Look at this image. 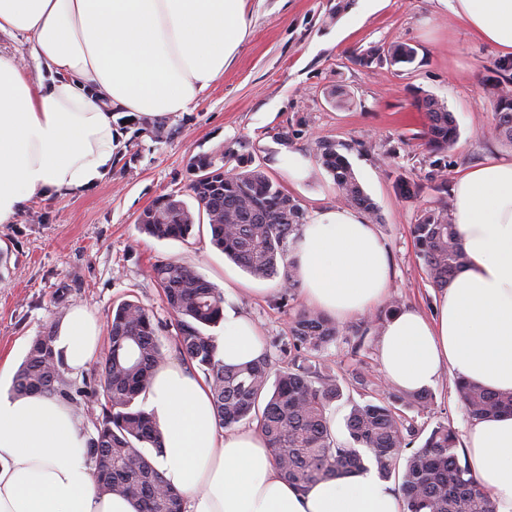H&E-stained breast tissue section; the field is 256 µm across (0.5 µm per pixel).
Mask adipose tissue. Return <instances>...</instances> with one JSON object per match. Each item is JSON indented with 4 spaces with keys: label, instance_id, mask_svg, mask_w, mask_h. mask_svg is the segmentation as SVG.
I'll return each instance as SVG.
<instances>
[{
    "label": "adipose tissue",
    "instance_id": "1",
    "mask_svg": "<svg viewBox=\"0 0 512 512\" xmlns=\"http://www.w3.org/2000/svg\"><path fill=\"white\" fill-rule=\"evenodd\" d=\"M452 10L512 54V0H453ZM249 27L246 0H0V34L24 38L33 62L28 73L0 52V224L33 198L101 180L112 165L113 111H188L223 75ZM452 196L466 262L433 316H390L380 363L407 392L446 372L509 393L512 159L468 170ZM291 257L307 303L330 318L367 313L387 294V248L355 209L314 213ZM100 332L83 305L59 325L53 345L71 376L97 356ZM217 346L228 367L263 352L254 323L230 309ZM148 401L163 435L158 467L184 494L185 512H403L401 496L372 473L297 490L260 431L218 427L208 385L184 366L161 368ZM85 441L70 403L0 389V512H136L129 498L98 495ZM463 450L495 512H512V414L470 421Z\"/></svg>",
    "mask_w": 512,
    "mask_h": 512
}]
</instances>
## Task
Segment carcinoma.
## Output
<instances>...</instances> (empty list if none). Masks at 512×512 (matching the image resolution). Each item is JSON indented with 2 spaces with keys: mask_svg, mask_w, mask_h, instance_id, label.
<instances>
[{
  "mask_svg": "<svg viewBox=\"0 0 512 512\" xmlns=\"http://www.w3.org/2000/svg\"><path fill=\"white\" fill-rule=\"evenodd\" d=\"M390 62H413L415 50L397 45ZM496 138L512 145V91L493 87ZM427 120L423 138L431 151L442 153L455 144V117L432 96L417 101ZM316 156L332 175L340 197L366 213L375 206L358 182L347 158L336 146L320 142ZM191 197L206 215L213 245L257 279L281 277L288 291L298 287L288 243L305 220V210L264 171L226 173L219 189L207 190L195 179ZM149 236L183 239L195 225L189 205L163 196L138 216ZM417 253L431 283L445 288L463 266L466 255L448 205L428 212L413 226ZM153 277L177 320L180 355L203 371L214 412L222 428L256 422L271 448L277 467L297 489L305 492L320 481L359 475L375 469L383 479L400 476L398 492L406 512H495L494 504L459 451L455 429L440 423L413 447L419 432L405 423L397 405L425 410L424 391L391 392L356 403L346 428L353 445L336 443L331 433L330 406L339 399V381L309 364V355L324 351L336 340V322L314 309H301L289 326L295 350L292 366L273 368L268 355L238 367L226 368L215 339L204 329L224 319V297L202 275L175 261L153 267ZM166 357L153 315L140 302L124 300L112 309L109 347L100 364L98 389L101 414L96 434L84 453L92 466L96 489L134 500L137 512H183L182 495L168 487L145 453H163L162 433L153 413L138 404L146 396ZM12 391L18 396L39 392L72 399L65 364L53 348L52 331L31 342L16 372ZM456 391L469 417L482 419L512 413V393H493L459 379ZM368 450L369 455L360 453Z\"/></svg>",
  "mask_w": 512,
  "mask_h": 512,
  "instance_id": "1",
  "label": "carcinoma"
}]
</instances>
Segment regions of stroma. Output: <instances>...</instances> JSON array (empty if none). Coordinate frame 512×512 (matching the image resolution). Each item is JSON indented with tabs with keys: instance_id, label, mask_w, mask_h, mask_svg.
Instances as JSON below:
<instances>
[{
	"instance_id": "35a3bbf8",
	"label": "stroma",
	"mask_w": 512,
	"mask_h": 512,
	"mask_svg": "<svg viewBox=\"0 0 512 512\" xmlns=\"http://www.w3.org/2000/svg\"><path fill=\"white\" fill-rule=\"evenodd\" d=\"M247 9L251 26L235 61L189 111L115 114L119 142L100 182L35 199L13 223L0 224V387H11L35 336L79 304L106 328L114 304L141 301L169 363H182L176 321L152 273L164 260L212 283L226 307L255 323L274 367L287 366L289 324L307 306L300 290L252 278L211 244L208 225L184 240H158L140 232L137 218L160 196L188 199L202 158L223 159L228 171L262 168L306 213L336 208L343 200L321 164L307 180L288 175L289 154L313 159L317 143L326 141L347 157L374 203L369 221L391 261L386 300L340 322V335L318 358L344 387L331 406L337 442L349 441L352 403L393 391L378 356L388 310L395 303L430 315L440 295L417 255L412 227L451 202L462 173L492 156L512 157V146L494 135L489 96L495 84L512 88V56L476 38L441 0H247ZM396 44L414 48L415 60L391 64L387 50ZM426 94L457 121L458 139L444 154L422 137L426 118L417 100ZM403 178L418 183L416 197L401 196ZM99 367L92 361L70 381L90 435L101 412L88 398ZM431 394L426 410L402 409L408 424L426 434L441 423L457 429L467 422L454 376L442 375Z\"/></svg>"
}]
</instances>
